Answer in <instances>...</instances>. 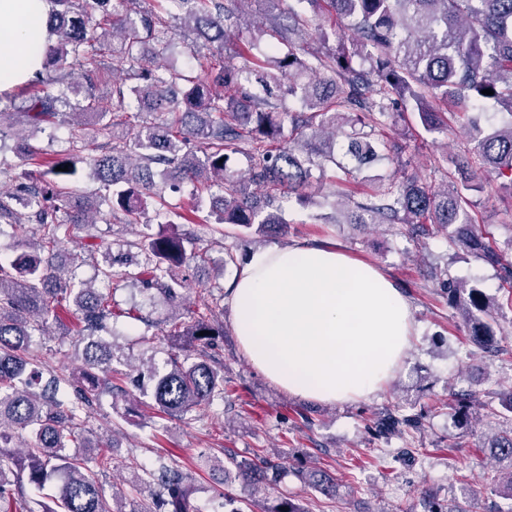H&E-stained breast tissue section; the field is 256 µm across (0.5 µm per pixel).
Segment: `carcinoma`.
Masks as SVG:
<instances>
[{
  "label": "carcinoma",
  "instance_id": "cac0c4a2",
  "mask_svg": "<svg viewBox=\"0 0 512 512\" xmlns=\"http://www.w3.org/2000/svg\"><path fill=\"white\" fill-rule=\"evenodd\" d=\"M192 29L186 48H205L219 55L203 75L189 77L169 62L176 29L155 11L140 9V0H51V34L42 76L16 94L0 95V153L10 149L33 169L15 171L0 164V235L8 226L21 236L32 233V252L0 262V512H32L24 485L45 494L41 512H141L120 496L107 503L95 474L71 448L84 447L85 419L101 394L112 385L113 344L99 336L112 333L116 314L108 296L91 286L75 287L80 254L62 260L75 234L85 248L103 257V281L133 280L156 290L167 302L183 298L178 271L205 262L207 249L187 233L143 232L127 243L137 249L130 270V252L112 251L101 235L94 211L108 206V215L126 224L150 225L149 207L166 204V195L193 184L195 195L209 194L212 223L223 232L232 224L260 235L285 224L281 199L294 194L311 200L313 169L331 163L350 183L386 149L400 157L403 147L375 138L393 107L401 103L416 113L425 132L447 128L440 105L453 98L462 111L483 113L493 106L499 120L481 124L468 119V152L443 156L453 167L442 188L414 176L377 182L366 200L347 207L346 224H406L415 238L425 239L433 226L448 229V246L501 269L512 284V263L490 242L489 232L475 224L469 194L479 188L477 172L495 176L512 199V0H298L314 15L325 11L347 21L353 37L323 53L299 47L312 19L303 11L276 15L241 40L224 60L231 29L238 27L240 0H168ZM270 38L260 49L264 38ZM112 46V61L125 65L113 84L117 103L95 92L103 69V48ZM79 69L83 104L71 111L68 77ZM491 89L487 95L483 90ZM146 112L166 113L158 123ZM22 123L56 138L68 129L69 147L49 161L43 149L21 137ZM112 140L108 151L84 155L97 137ZM345 151L336 154V139ZM12 145H7V141ZM248 159V171L230 170L229 154ZM90 162L100 183L99 198L78 192L79 164ZM68 166L58 171V166ZM448 305L460 311L468 336L482 349L498 344L495 304L475 282L444 275ZM73 304L76 333L87 339L78 373L66 377L34 368L31 346L37 337L67 334L58 310ZM205 335H199V332ZM224 326L206 314L191 315L167 334L172 353L167 368H149L153 398L159 411L181 417L224 399V369L208 349ZM197 347L187 365L180 352ZM457 422H480L475 396L451 391ZM486 416L503 429L487 437L483 447L505 469L500 483L512 499V399L483 405ZM419 414H389L375 431L391 435L403 427L419 429ZM281 467L264 456L240 463L239 473L255 491L265 490L267 474ZM300 478L326 496L336 492L323 473ZM16 484V492L5 487ZM138 483L155 486L149 512H192L189 491L175 472L146 471ZM262 512H304L280 493Z\"/></svg>",
  "mask_w": 512,
  "mask_h": 512
}]
</instances>
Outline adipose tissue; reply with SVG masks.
I'll use <instances>...</instances> for the list:
<instances>
[{
  "mask_svg": "<svg viewBox=\"0 0 512 512\" xmlns=\"http://www.w3.org/2000/svg\"><path fill=\"white\" fill-rule=\"evenodd\" d=\"M48 0H0V92L33 79L48 45ZM253 366L289 394L352 402L383 390L412 345L406 297L375 265L321 246L254 253L228 290Z\"/></svg>",
  "mask_w": 512,
  "mask_h": 512,
  "instance_id": "ef3b65f1",
  "label": "adipose tissue"
}]
</instances>
